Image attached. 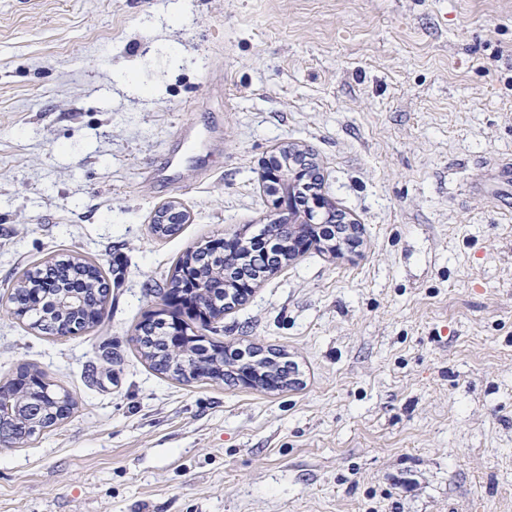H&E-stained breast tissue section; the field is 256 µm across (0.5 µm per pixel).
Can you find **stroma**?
Segmentation results:
<instances>
[{"instance_id":"1","label":"stroma","mask_w":512,"mask_h":512,"mask_svg":"<svg viewBox=\"0 0 512 512\" xmlns=\"http://www.w3.org/2000/svg\"><path fill=\"white\" fill-rule=\"evenodd\" d=\"M0 0V300L51 255L110 267L74 336L0 312L77 409L0 447V512H512V0ZM206 175L149 178L183 126ZM295 143L361 226L212 340L286 353L284 391L153 372L135 327L204 239L255 233ZM175 200L190 220L150 229Z\"/></svg>"}]
</instances>
